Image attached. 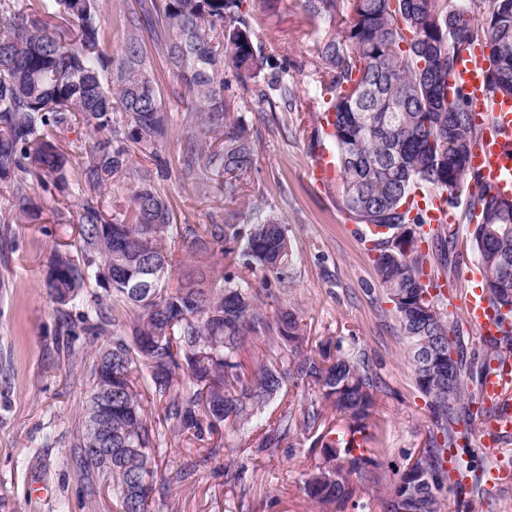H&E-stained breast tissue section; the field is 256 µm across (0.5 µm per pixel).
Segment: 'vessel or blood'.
<instances>
[{
    "label": "vessel or blood",
    "instance_id": "vessel-or-blood-1",
    "mask_svg": "<svg viewBox=\"0 0 512 512\" xmlns=\"http://www.w3.org/2000/svg\"><path fill=\"white\" fill-rule=\"evenodd\" d=\"M488 63L481 49L463 57L451 72L448 82L467 94L476 121L483 125L482 137L475 145L471 166L485 181L512 191V99L500 98L487 103L485 82ZM309 177L319 189H329L336 180V168L330 156L321 154L309 170ZM467 323L486 339L500 334V316L489 303L482 288L471 289L457 301ZM480 395L486 403L495 405L497 413L479 427L477 445L486 453L499 451V438L512 434V357L492 361L484 372Z\"/></svg>",
    "mask_w": 512,
    "mask_h": 512
}]
</instances>
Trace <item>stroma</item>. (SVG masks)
Instances as JSON below:
<instances>
[{
	"mask_svg": "<svg viewBox=\"0 0 512 512\" xmlns=\"http://www.w3.org/2000/svg\"><path fill=\"white\" fill-rule=\"evenodd\" d=\"M259 49L287 62L298 106L271 110L258 95L239 106L252 127L254 169L243 201L234 203L240 215L262 205L287 225L293 243V263L287 284H273L280 304L300 310L309 349L329 340L344 353L364 359L381 380L376 395V440L372 445L381 480L394 479L406 459L428 444L434 424L426 398L419 392L405 342L390 303L374 273V254L356 225L339 209L338 188L323 191L307 173L314 153L310 137L319 129L314 95L315 49L337 36L335 21L306 18L301 0H245ZM156 28H145L142 48L149 56L153 78L169 112L172 135L160 148L169 175L162 186L177 224L206 227L224 221V198L218 192L199 194L181 174L183 148L190 136L184 102L187 92L172 72L160 47ZM474 188L465 182L454 210L458 245L465 248L458 276L445 287L443 305L449 319L460 321L461 340L468 351L481 348L482 338L463 324L456 298L473 286L469 272L478 268L466 249L473 230L465 218ZM43 208L39 224L0 221V512H115L112 496L83 492V482L70 449L81 428V407L89 386L93 353L106 337L82 332L85 304L96 282H88L77 300L59 307L42 284L47 259L59 245L77 235L80 191L68 196L37 192ZM310 396L285 387L268 405L260 421L239 430L229 458L246 467L245 485L224 478L223 458H215L191 479L171 484L165 497L155 499L151 512H317L303 496L301 474L321 457L315 436L292 433L281 447H261L269 426L281 416L299 415ZM446 512H512V485L491 491L482 484L460 494L447 490Z\"/></svg>",
	"mask_w": 512,
	"mask_h": 512,
	"instance_id": "obj_1",
	"label": "stroma"
}]
</instances>
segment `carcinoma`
I'll list each match as a JSON object with an SVG mask.
<instances>
[{
  "label": "carcinoma",
  "mask_w": 512,
  "mask_h": 512,
  "mask_svg": "<svg viewBox=\"0 0 512 512\" xmlns=\"http://www.w3.org/2000/svg\"><path fill=\"white\" fill-rule=\"evenodd\" d=\"M243 3L152 0L146 7L163 27L166 57L191 101L184 175L195 178L199 159L206 158L224 175V200L234 203L243 198L254 157L249 125L235 99L224 96V64L246 91L275 66L254 45ZM302 10L339 26L353 18L341 38L317 48L314 95L330 117L342 209L357 224L386 228L375 243L376 279L387 302L400 297L394 310L436 428L423 451L431 484L408 508L444 512L448 449L465 438L457 425H473L491 410L467 394L460 328L442 306L439 272L449 276L456 267L448 255L457 231L443 224L427 234L423 225L434 203L455 208L463 183L474 180L466 213L474 225L470 246L484 282L494 284L488 297L512 322V202L490 194L492 184L471 168L480 129L463 90L448 83L461 57L457 43L480 45L488 98H512V0H471L467 9L455 0H302ZM109 43L100 0H0V183L11 189L12 210L30 224L42 219L32 181L51 195L73 184L92 193L80 201L77 254L54 250L43 282L60 306L90 279L104 286L83 316L85 334L110 333L93 363L73 446L86 495L95 497L103 481L118 512H150L164 432L201 438L222 431L229 450L231 436L291 385L317 390L300 426L318 435L322 459L303 474V495L319 512H344L354 481L369 482L377 486L380 512H387L411 492L413 477L403 471L379 485L376 460L365 448L375 437V377L356 357L303 350L306 329L298 311L268 310L272 290L260 292L245 276L260 271L266 283L288 280L292 241L277 216L257 211L242 224L210 225L209 244L219 247L224 268L183 264L176 286L167 281L133 291L142 263L172 268V244L194 246L202 237L191 224L173 235L161 192L166 162L157 154L169 133L168 113L149 75L138 24L128 22L117 53ZM271 91L293 107L292 86L274 80L259 93L267 98ZM79 122L96 139L75 165L61 138ZM134 147L150 152L154 167L134 165ZM116 182L127 189L129 205L109 216L98 195ZM416 189L424 194L423 209L408 201ZM405 224L415 233L407 251L392 239ZM256 338L265 345L260 353L251 351ZM184 375L188 389L179 387ZM102 394L112 399L114 452L106 470L87 455L89 422ZM148 395L163 403L157 419L148 415ZM327 408L346 423V431L330 438L319 433ZM291 429L285 414L265 431L261 447H280ZM197 468L188 460L163 483L185 482Z\"/></svg>",
  "instance_id": "cac0c4a2"
}]
</instances>
